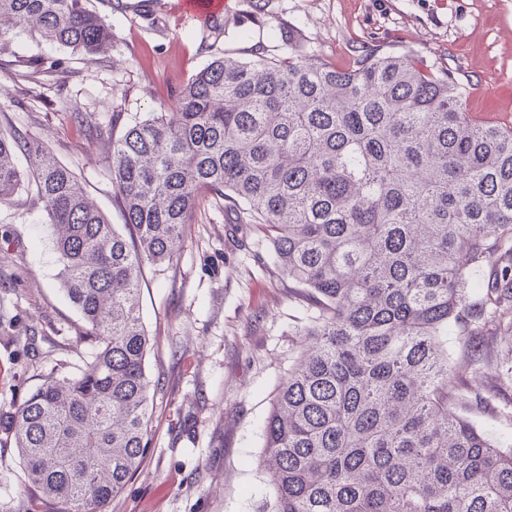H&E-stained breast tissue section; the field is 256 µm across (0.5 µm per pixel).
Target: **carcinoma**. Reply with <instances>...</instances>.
I'll return each instance as SVG.
<instances>
[{
  "label": "carcinoma",
  "instance_id": "obj_1",
  "mask_svg": "<svg viewBox=\"0 0 512 512\" xmlns=\"http://www.w3.org/2000/svg\"><path fill=\"white\" fill-rule=\"evenodd\" d=\"M0 18L89 62L112 47L86 0H0ZM466 101L407 53L215 58L164 111L99 132L125 234L50 151L0 136V202L33 186L94 345L0 411L27 481L61 512H105L139 468L157 391L144 271L173 264L215 195L263 226L318 310L264 428L271 512H512V448L449 403L469 404L472 362L451 361L448 337L512 338V125Z\"/></svg>",
  "mask_w": 512,
  "mask_h": 512
}]
</instances>
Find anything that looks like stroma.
<instances>
[{
    "mask_svg": "<svg viewBox=\"0 0 512 512\" xmlns=\"http://www.w3.org/2000/svg\"><path fill=\"white\" fill-rule=\"evenodd\" d=\"M88 0L112 28L99 64L26 32L0 40V135L18 129L74 170L114 224L97 128L121 135L161 111L214 57H314L344 68L369 50L407 52L452 72L481 121L512 123V0H224L216 21L179 13L177 0ZM85 122H75L71 110ZM52 232L34 193L0 203V409L21 404L43 375L90 356L87 325L59 288ZM141 313L151 339L146 371L157 384L148 455L107 512H263L273 488L259 468L276 390L304 349L316 310L273 263L261 227L212 198L184 225L179 259L148 274ZM491 364L468 374L460 407L498 436L512 391L496 394L512 349L494 342ZM0 512H58L0 447Z\"/></svg>",
    "mask_w": 512,
    "mask_h": 512,
    "instance_id": "obj_1",
    "label": "stroma"
}]
</instances>
